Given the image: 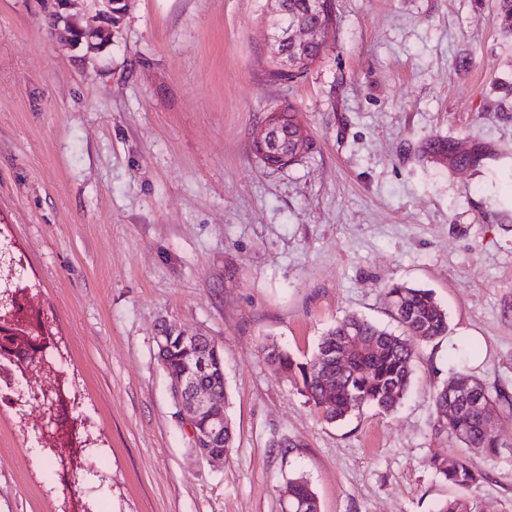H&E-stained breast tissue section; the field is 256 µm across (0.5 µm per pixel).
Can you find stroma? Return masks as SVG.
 I'll list each match as a JSON object with an SVG mask.
<instances>
[{
    "mask_svg": "<svg viewBox=\"0 0 512 512\" xmlns=\"http://www.w3.org/2000/svg\"><path fill=\"white\" fill-rule=\"evenodd\" d=\"M501 0H335L301 78L266 75V0H127L96 52L61 47L43 0H0V241L59 340L93 439L59 476L41 407L0 408V512H284L305 475L321 512H435L430 458L452 377L512 392V28ZM299 113L298 161L265 166L266 112ZM477 154L461 166L429 151ZM432 290L448 333L420 344L401 405L328 423L265 359L300 362L385 291ZM221 350L233 447L200 458L157 357L160 326ZM480 512H512V413Z\"/></svg>",
    "mask_w": 512,
    "mask_h": 512,
    "instance_id": "obj_1",
    "label": "stroma"
}]
</instances>
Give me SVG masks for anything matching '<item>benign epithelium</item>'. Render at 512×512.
<instances>
[{
	"label": "benign epithelium",
	"mask_w": 512,
	"mask_h": 512,
	"mask_svg": "<svg viewBox=\"0 0 512 512\" xmlns=\"http://www.w3.org/2000/svg\"><path fill=\"white\" fill-rule=\"evenodd\" d=\"M74 0H45L47 13L65 25V45L79 47L86 44L97 45L103 35L112 30L113 0H91L94 13L82 19L69 14ZM331 31L321 24L302 23L290 32V37L271 33L272 60L293 78L302 74L299 62L289 60L284 51L285 43L290 41L298 46L318 45L324 43ZM8 329L11 338L9 350L11 356L28 365L25 372H34L35 361L46 362L47 355L56 349V341L51 336H34L38 321L29 310L28 296L24 292L0 294V328ZM206 336L188 335L171 328H163L155 336L158 353H163L167 346L178 341L191 355V367L182 375L168 374L169 390L179 408V416L191 438L193 448L198 455L210 462L224 459V452L213 446L224 440V401L215 398L211 390L199 382V377L211 369L207 353L201 351L199 342ZM54 394L52 408L41 415L38 431L47 439L65 436L66 446L78 444L79 424L69 419L70 398L63 386L57 384L49 387Z\"/></svg>",
	"instance_id": "benign-epithelium-1"
}]
</instances>
